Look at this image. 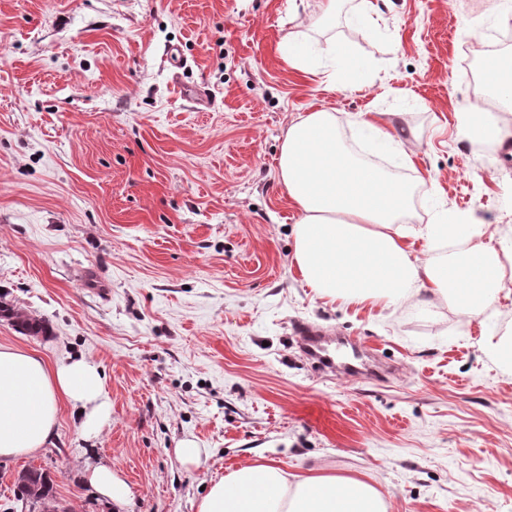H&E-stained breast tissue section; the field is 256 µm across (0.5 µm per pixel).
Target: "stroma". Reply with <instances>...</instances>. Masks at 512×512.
<instances>
[{"label": "stroma", "instance_id": "1", "mask_svg": "<svg viewBox=\"0 0 512 512\" xmlns=\"http://www.w3.org/2000/svg\"><path fill=\"white\" fill-rule=\"evenodd\" d=\"M358 0H0V300L47 335L0 318V345L105 374L97 438L60 406L52 444L0 459V512H21L20 471L45 469L58 512H196L227 467L260 457L371 479L388 512H512V376L486 351L512 332L413 301L386 310L315 296L292 264L299 214L279 182L289 121L363 113L417 160L411 224L450 212L512 242V159L462 139L458 73L472 27L512 30L499 0H388L360 33ZM311 46L310 74L288 41ZM355 69L336 72L330 47ZM336 79L327 90L322 78ZM186 85L207 91L197 101ZM440 191L425 199V184ZM386 358L383 379L317 373L295 322ZM201 450L183 461L184 439ZM128 487L112 500L87 467ZM87 480L90 486L99 495L112 498V500L123 499L127 495V488L113 473L107 465H97L87 470Z\"/></svg>", "mask_w": 512, "mask_h": 512}]
</instances>
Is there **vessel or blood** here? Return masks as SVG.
Masks as SVG:
<instances>
[{
  "label": "vessel or blood",
  "mask_w": 512,
  "mask_h": 512,
  "mask_svg": "<svg viewBox=\"0 0 512 512\" xmlns=\"http://www.w3.org/2000/svg\"><path fill=\"white\" fill-rule=\"evenodd\" d=\"M295 332L303 354L320 369L351 372L355 360L363 356L362 351L354 349L351 339L329 336L316 326L300 323Z\"/></svg>",
  "instance_id": "1"
}]
</instances>
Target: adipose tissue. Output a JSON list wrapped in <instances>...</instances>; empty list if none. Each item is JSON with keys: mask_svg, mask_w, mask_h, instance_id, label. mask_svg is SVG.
<instances>
[{"mask_svg": "<svg viewBox=\"0 0 512 512\" xmlns=\"http://www.w3.org/2000/svg\"><path fill=\"white\" fill-rule=\"evenodd\" d=\"M484 81L491 90L487 107L462 113L460 133L495 147L512 136L488 118L512 112V69L488 60ZM361 128L363 154L346 145L336 114L324 107L299 113L283 138L279 178L299 212L294 263L302 282L319 298L373 309L416 297L427 309L446 302L472 316L496 312L501 293H512V254L496 249V231L469 218L408 228L413 186L366 155L390 153L409 170L416 162L376 115L362 119ZM64 401L80 410L87 437H97L111 412L97 364L82 357L52 366L33 352L0 346V458L52 443ZM387 509L383 494L360 478L320 465L292 477L266 459L212 481L197 506V512Z\"/></svg>", "mask_w": 512, "mask_h": 512, "instance_id": "obj_1", "label": "adipose tissue"}]
</instances>
